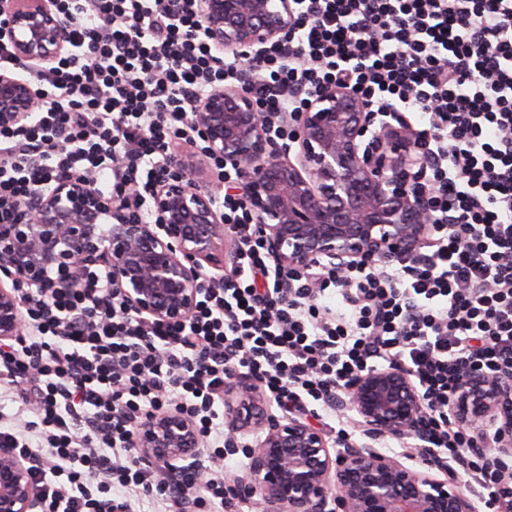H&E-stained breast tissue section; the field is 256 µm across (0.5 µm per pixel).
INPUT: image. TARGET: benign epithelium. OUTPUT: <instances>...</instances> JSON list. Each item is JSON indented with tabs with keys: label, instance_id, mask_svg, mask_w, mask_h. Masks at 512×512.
I'll list each match as a JSON object with an SVG mask.
<instances>
[{
	"label": "benign epithelium",
	"instance_id": "benign-epithelium-1",
	"mask_svg": "<svg viewBox=\"0 0 512 512\" xmlns=\"http://www.w3.org/2000/svg\"><path fill=\"white\" fill-rule=\"evenodd\" d=\"M298 0H199L200 31L216 53L263 64L275 46L296 54L284 34L297 23ZM0 40L22 65L0 69V127L27 122L40 92L34 77L68 49L70 35L54 0H0ZM192 123L203 152L173 159L152 178L148 197L132 186L108 196L83 178L61 175L27 201L0 204V342L25 333V282L45 291L83 285L100 267L129 308L160 323L184 324L200 292L235 268L236 244L224 219L217 159L238 173V196L281 269L343 270L384 266L430 244L437 212L424 162L425 137L400 112H373L346 85L328 83L302 111L282 112L284 147L273 120L235 86L218 87L195 105ZM55 272L50 279L47 273ZM251 378L224 383L225 444L249 435L234 494L260 512H477L447 458L428 448L387 453V439H425L424 399L409 371L393 362L358 374L338 413L363 428L330 451L329 434L298 413L263 411ZM472 433L470 451L495 465L512 460V374L465 370L448 402ZM139 457L159 467L191 468L204 440L179 410L151 415L133 433ZM494 512H512V478L500 479ZM0 512H45L28 464L0 445Z\"/></svg>",
	"mask_w": 512,
	"mask_h": 512
}]
</instances>
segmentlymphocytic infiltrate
<instances>
[{
  "label": "lymphocytic infiltrate",
  "mask_w": 512,
  "mask_h": 512,
  "mask_svg": "<svg viewBox=\"0 0 512 512\" xmlns=\"http://www.w3.org/2000/svg\"><path fill=\"white\" fill-rule=\"evenodd\" d=\"M72 41L38 76L32 122L0 128V201L27 198L63 171L122 194L196 146L191 114L232 84L265 112H296L344 82L373 111L414 113L427 138L437 211L428 251L380 269L274 266L238 199L224 200L237 268L201 293L191 321L128 310L89 270L74 291L24 289L28 335L0 345V384L31 419L0 412V444L33 470L49 512H247L224 478V383L254 379L283 413L336 414L360 372L406 367L427 404L428 448L490 502L500 477L468 455L448 412L461 369L512 371V0H299L290 34L254 70L215 54L198 0H56ZM289 278L291 292L278 283ZM178 408L207 448L192 471H161L132 443L137 421Z\"/></svg>",
  "instance_id": "f902f5d3"
}]
</instances>
